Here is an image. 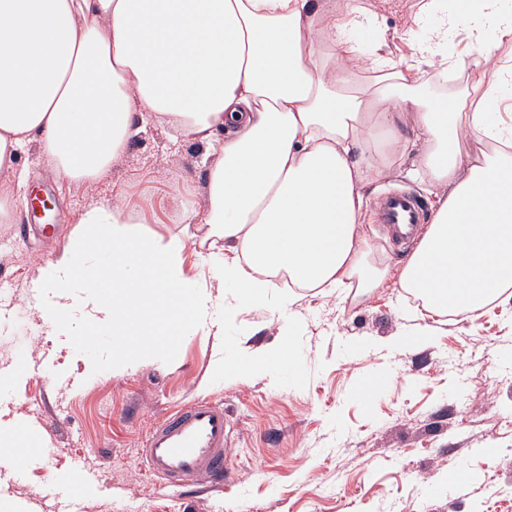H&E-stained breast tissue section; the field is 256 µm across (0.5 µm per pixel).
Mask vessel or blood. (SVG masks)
Instances as JSON below:
<instances>
[{
    "label": "vessel or blood",
    "mask_w": 512,
    "mask_h": 512,
    "mask_svg": "<svg viewBox=\"0 0 512 512\" xmlns=\"http://www.w3.org/2000/svg\"><path fill=\"white\" fill-rule=\"evenodd\" d=\"M377 216L390 240L415 239L426 219L419 196L398 187L379 197ZM231 423L223 404L196 398L163 414L146 436L140 452L147 472L170 487L209 479L224 480L231 460Z\"/></svg>",
    "instance_id": "b4317fda"
}]
</instances>
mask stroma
Masks as SVG:
<instances>
[{"label":"stroma","mask_w":512,"mask_h":512,"mask_svg":"<svg viewBox=\"0 0 512 512\" xmlns=\"http://www.w3.org/2000/svg\"><path fill=\"white\" fill-rule=\"evenodd\" d=\"M423 2L356 0L377 13L378 29L352 36L365 49L384 38L425 98H466V82L440 77L438 61L416 50L452 8L444 0L425 13ZM203 152L151 121L92 186L57 177L36 150L19 155L15 195L50 184L48 221L61 235L49 243L38 227L23 231L24 205L0 222V427L25 428L22 477L0 466V512H512V297L475 318L427 313L398 283L410 249L377 222L378 197L396 187L416 191L434 213L425 181L405 162L365 189L372 258L391 267L381 287L365 296L301 288L282 316L271 303L239 306L206 263V225L180 221L185 205L204 206ZM92 201L120 205L152 236H184L186 274L216 299L212 326L184 314L168 347L133 359L107 334L77 343L69 323L49 325L36 303L53 293L38 269ZM283 323L294 338L291 364L247 380L213 370L240 340L272 343ZM380 376L385 385L364 396L362 385ZM195 396L231 414L233 471L219 489L172 490L145 471L140 449L168 409ZM461 470L466 490L448 497L445 479Z\"/></svg>","instance_id":"1"}]
</instances>
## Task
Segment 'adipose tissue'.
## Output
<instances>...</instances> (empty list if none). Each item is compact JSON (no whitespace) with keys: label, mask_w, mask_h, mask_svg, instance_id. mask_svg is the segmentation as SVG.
I'll return each instance as SVG.
<instances>
[{"label":"adipose tissue","mask_w":512,"mask_h":512,"mask_svg":"<svg viewBox=\"0 0 512 512\" xmlns=\"http://www.w3.org/2000/svg\"><path fill=\"white\" fill-rule=\"evenodd\" d=\"M503 3L454 0L417 47L435 57L449 32L466 33L471 50L449 67L479 94L469 108L425 101L411 69L381 46L361 50L349 32L376 27L377 15L353 0H0V217L18 204L4 187L29 146L60 178L94 182L156 117L206 147L207 206L185 207L181 221L208 225L219 246L208 261L240 302L266 304L281 273L299 288L370 290L390 269L370 260L363 190L411 155L439 206L400 286L432 314L475 315L512 291V126L489 110L512 99V62L484 40L490 25L512 42ZM356 67L379 73L380 88L355 87ZM406 124L417 139L402 137ZM183 250L180 236L146 235L118 206L89 204L39 269L56 291L44 311L74 317L75 289H94L78 335L105 332L126 353L150 354L149 329L185 309L200 327L211 316ZM293 347L283 326L274 343L239 345L215 367L248 379L290 361Z\"/></svg>","instance_id":"1"}]
</instances>
